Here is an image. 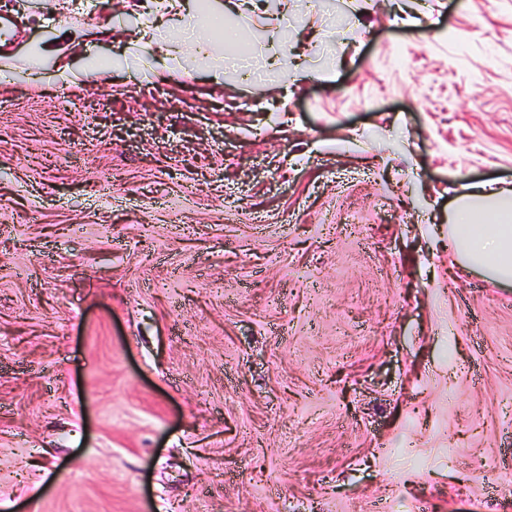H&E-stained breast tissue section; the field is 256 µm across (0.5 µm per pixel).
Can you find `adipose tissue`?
<instances>
[{
  "mask_svg": "<svg viewBox=\"0 0 512 512\" xmlns=\"http://www.w3.org/2000/svg\"><path fill=\"white\" fill-rule=\"evenodd\" d=\"M448 247L460 264L512 281V189L470 185L448 214Z\"/></svg>",
  "mask_w": 512,
  "mask_h": 512,
  "instance_id": "ef3b65f1",
  "label": "adipose tissue"
}]
</instances>
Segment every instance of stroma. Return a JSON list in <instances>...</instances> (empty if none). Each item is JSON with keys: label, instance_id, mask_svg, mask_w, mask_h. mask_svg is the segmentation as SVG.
<instances>
[{"label": "stroma", "instance_id": "obj_1", "mask_svg": "<svg viewBox=\"0 0 512 512\" xmlns=\"http://www.w3.org/2000/svg\"><path fill=\"white\" fill-rule=\"evenodd\" d=\"M224 2L0 0V512H512V0ZM448 213V249L465 266L496 282L512 281V190L494 183L470 185ZM482 217L486 224H474Z\"/></svg>", "mask_w": 512, "mask_h": 512}]
</instances>
